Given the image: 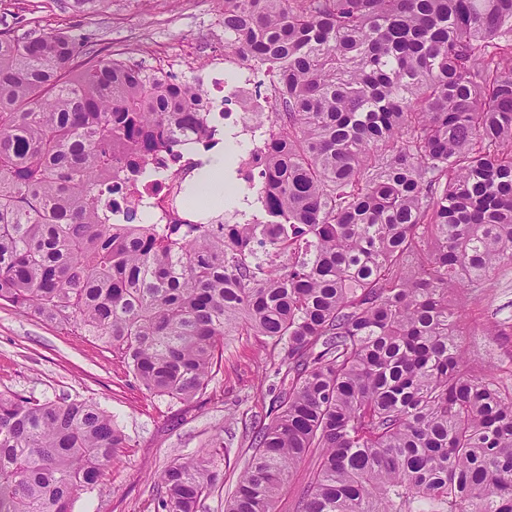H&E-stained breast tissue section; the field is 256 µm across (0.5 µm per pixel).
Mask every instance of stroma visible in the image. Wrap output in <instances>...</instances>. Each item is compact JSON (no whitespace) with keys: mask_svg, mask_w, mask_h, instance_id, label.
I'll return each instance as SVG.
<instances>
[{"mask_svg":"<svg viewBox=\"0 0 512 512\" xmlns=\"http://www.w3.org/2000/svg\"><path fill=\"white\" fill-rule=\"evenodd\" d=\"M216 0H100L79 14L63 0H0V30L19 36L21 19L43 27L95 34L103 52L173 68L182 80L208 69L211 54L223 53ZM461 312V342L470 368L496 372L512 362V339L491 326L512 324V268L504 267L473 292L450 290ZM278 378L261 343L239 334L224 342V359L205 395L186 404L151 394L128 377L112 349L91 337L0 305V391L39 399L80 397L97 402L126 436V446L102 483L80 492L73 512H155L152 489L172 462L211 461L224 483L199 512H224V501L251 454L249 424L265 419Z\"/></svg>","mask_w":512,"mask_h":512,"instance_id":"stroma-1","label":"stroma"}]
</instances>
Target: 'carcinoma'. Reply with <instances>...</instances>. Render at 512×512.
I'll use <instances>...</instances> for the list:
<instances>
[{"label":"carcinoma","instance_id":"1","mask_svg":"<svg viewBox=\"0 0 512 512\" xmlns=\"http://www.w3.org/2000/svg\"><path fill=\"white\" fill-rule=\"evenodd\" d=\"M224 52L276 80L261 224H161L135 197L224 149L204 86L83 31L0 32V301L205 393L225 337L272 344L271 420L224 512H512V367L466 368L448 291L512 264V0H219ZM86 399L0 392V512H72L124 447ZM220 482L169 465L156 512ZM311 469L312 464L308 461L302 462L297 466L287 488L278 498L276 512H295L297 497L309 481Z\"/></svg>","mask_w":512,"mask_h":512}]
</instances>
